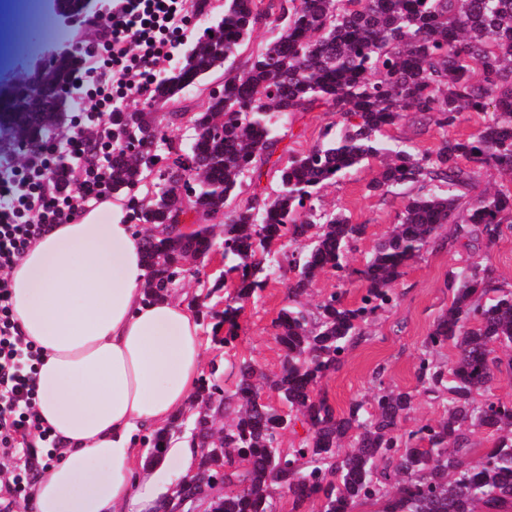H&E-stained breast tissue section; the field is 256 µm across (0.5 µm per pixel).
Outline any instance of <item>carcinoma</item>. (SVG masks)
<instances>
[{"mask_svg": "<svg viewBox=\"0 0 512 512\" xmlns=\"http://www.w3.org/2000/svg\"><path fill=\"white\" fill-rule=\"evenodd\" d=\"M260 25L274 35L242 57ZM82 62L77 54H42L38 66L50 89L24 112L21 82L10 85L0 99V126L47 137L56 113L74 102ZM218 68L219 96L199 112L176 106L165 116L168 127L194 130L192 165L180 175L168 164L146 182L150 171L139 153L145 135L176 150L153 113L114 112L110 182L112 193L127 191L151 298L175 290L188 264L216 248L208 224L185 237L152 232L180 223L166 198L186 187L190 210L210 217L223 209L221 247L227 273L238 277L224 300L231 329L279 263L272 244L296 245L289 304L273 321L285 351L279 374L269 377L242 358L233 390L213 377L201 382L204 411L193 417L191 434L207 445L196 490L208 512H275L277 494L292 499V512L310 499L320 512H353L367 501L381 504L378 512L512 510V402L488 395L502 369L512 371V289L496 286L488 266L475 262L453 276L448 311L419 357L422 390L447 396V418L406 434L399 425L414 409V393L382 388L370 408L355 401L339 414L320 388L376 312L395 301V283L446 225H456L462 238L480 235L488 247L512 231V0H278L265 9L257 0H224V17L203 31L155 97L176 104L184 88ZM320 107L339 114L341 128L288 159L274 197L247 194L282 141L278 119ZM465 112L484 115L478 132L445 135L434 150L382 140L410 114L446 132ZM369 159L381 165L368 191L402 196L397 224L357 270L365 289L359 306L345 304L339 290L308 308L301 298L319 273L348 277V253L366 232L343 212L322 210L315 193ZM488 171L508 184L468 200ZM447 341L457 356L446 369L432 352ZM265 391L278 405L262 401ZM298 425L305 437L283 449V435ZM480 431L496 435L494 448L473 459L470 438Z\"/></svg>", "mask_w": 512, "mask_h": 512, "instance_id": "obj_1", "label": "carcinoma"}]
</instances>
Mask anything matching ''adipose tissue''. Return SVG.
Masks as SVG:
<instances>
[{
  "label": "adipose tissue",
  "mask_w": 512,
  "mask_h": 512,
  "mask_svg": "<svg viewBox=\"0 0 512 512\" xmlns=\"http://www.w3.org/2000/svg\"><path fill=\"white\" fill-rule=\"evenodd\" d=\"M146 278L119 196L49 227L9 274L14 315L42 352L36 414L59 442L31 485L32 512H149L196 468L186 438L136 468L140 437L186 408L203 363L194 314L146 300Z\"/></svg>",
  "instance_id": "1"
}]
</instances>
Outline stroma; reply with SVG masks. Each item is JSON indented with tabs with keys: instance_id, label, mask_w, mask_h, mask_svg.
Segmentation results:
<instances>
[{
	"instance_id": "obj_1",
	"label": "stroma",
	"mask_w": 512,
	"mask_h": 512,
	"mask_svg": "<svg viewBox=\"0 0 512 512\" xmlns=\"http://www.w3.org/2000/svg\"><path fill=\"white\" fill-rule=\"evenodd\" d=\"M53 0H13L0 14V83L18 82L26 74L34 52L46 37L58 44L73 45L86 32L87 20L67 24L55 20ZM334 120L322 109L295 114L278 125L281 146L289 155L297 156L320 143L323 133ZM480 117L464 113L458 124L443 131L434 126H421L404 119L388 130L397 143L421 150L435 148L442 136L466 137L477 132ZM377 163L369 162L351 170L339 182L318 191L319 204L328 210L344 212L353 223L367 227L366 235L353 247L349 266L362 268L382 237L396 222L402 202L392 196L370 193L368 183L374 177ZM482 259L495 271L499 284L512 289V231H506L492 248L479 240L455 237L444 230L440 240L424 252L395 284L398 299L393 307L377 313L363 338L344 356L339 369L323 379L337 411H346L354 400L371 401L375 370H382L386 387L415 391L418 357L437 317L447 309L452 294L448 283L453 272L474 259ZM220 252H212L197 262L176 289L175 296L194 311L222 312L224 292L215 289V274L222 270ZM293 277L288 266H281L261 296L245 303L235 330V340L224 345L211 330L202 329L204 343L203 373L217 372L228 378L233 364L241 358L252 359L265 373L279 372L284 350L273 335L271 322L288 304V284Z\"/></svg>"
}]
</instances>
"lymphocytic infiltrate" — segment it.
I'll list each match as a JSON object with an SVG mask.
<instances>
[{
	"instance_id": "f902f5d3",
	"label": "lymphocytic infiltrate",
	"mask_w": 512,
	"mask_h": 512,
	"mask_svg": "<svg viewBox=\"0 0 512 512\" xmlns=\"http://www.w3.org/2000/svg\"><path fill=\"white\" fill-rule=\"evenodd\" d=\"M111 2L105 34L86 48L76 77L85 92L73 133L22 163L0 155V458L25 457L23 470L0 489V512H12L39 455L54 459L58 448L33 413L42 353L17 324L7 273L47 227L106 199L114 140L105 119L120 101L157 83L191 19L188 0ZM57 169L65 170L72 190L57 187L51 177Z\"/></svg>"
}]
</instances>
